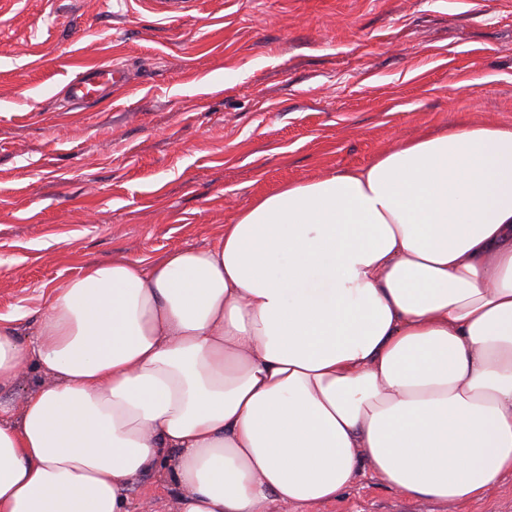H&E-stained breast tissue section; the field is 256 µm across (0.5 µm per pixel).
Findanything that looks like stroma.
I'll return each mask as SVG.
<instances>
[{"label": "stroma", "instance_id": "stroma-1", "mask_svg": "<svg viewBox=\"0 0 512 512\" xmlns=\"http://www.w3.org/2000/svg\"><path fill=\"white\" fill-rule=\"evenodd\" d=\"M110 60L129 83L66 105ZM457 120L512 125V0H0V317L29 340L87 263L211 244L256 196ZM174 497L154 469L128 509ZM272 512H512V474L448 506L365 472Z\"/></svg>", "mask_w": 512, "mask_h": 512}]
</instances>
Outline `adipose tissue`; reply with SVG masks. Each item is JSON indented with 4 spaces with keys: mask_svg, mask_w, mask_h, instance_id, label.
I'll list each match as a JSON object with an SVG mask.
<instances>
[{
    "mask_svg": "<svg viewBox=\"0 0 512 512\" xmlns=\"http://www.w3.org/2000/svg\"><path fill=\"white\" fill-rule=\"evenodd\" d=\"M0 512L411 499L512 473V126L456 122L257 197L211 245L87 264L32 340L0 325ZM48 377L40 373L32 364L27 365L17 383L7 389L0 391V400L2 403L11 402L19 407L23 401L25 394L32 388L47 384ZM175 491L166 479L165 470L158 468L137 476L128 490V510L130 512L155 511V501L172 500Z\"/></svg>",
    "mask_w": 512,
    "mask_h": 512,
    "instance_id": "obj_1",
    "label": "adipose tissue"
}]
</instances>
